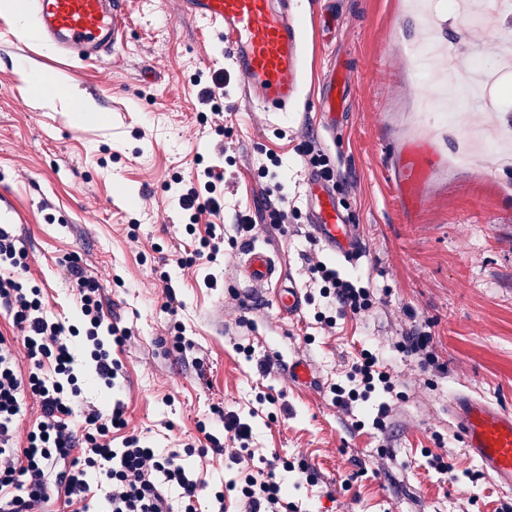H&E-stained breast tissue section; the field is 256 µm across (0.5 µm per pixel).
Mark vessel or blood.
I'll return each mask as SVG.
<instances>
[{
	"label": "vessel or blood",
	"instance_id": "vessel-or-blood-1",
	"mask_svg": "<svg viewBox=\"0 0 512 512\" xmlns=\"http://www.w3.org/2000/svg\"><path fill=\"white\" fill-rule=\"evenodd\" d=\"M126 0H30L38 36L57 53L81 63H97L114 54L123 40ZM187 11L221 30L225 53L245 87L251 108L285 112L299 98L303 44L292 14V0H182ZM326 95L318 105L322 122L336 129L346 117L353 91L348 74L334 69L324 75ZM307 221L328 253L354 262L362 253L356 227L342 209L335 179L310 172ZM242 277L265 287L280 316L302 314L305 296L286 277L276 254L248 245ZM448 415L465 448L484 475L503 489L512 488V412L469 395H457Z\"/></svg>",
	"mask_w": 512,
	"mask_h": 512
}]
</instances>
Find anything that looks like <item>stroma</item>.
Listing matches in <instances>:
<instances>
[{
	"label": "stroma",
	"instance_id": "35a3bbf8",
	"mask_svg": "<svg viewBox=\"0 0 512 512\" xmlns=\"http://www.w3.org/2000/svg\"><path fill=\"white\" fill-rule=\"evenodd\" d=\"M303 82L297 109L270 116L241 98L240 81L224 57V38L182 9L180 0H127L124 42L114 56L80 64L23 38L20 20L0 17V207L11 208V230L27 254L25 277L40 288L50 317L81 325L65 276L78 259L101 285L106 322L131 336L113 347L122 371L115 388L98 382L88 351L75 362L80 382L95 384L89 402L125 409V434L181 451L207 492L221 490L238 467L223 438L219 412L247 414L273 396L274 418L256 417L254 458L280 456L305 464L315 483L288 485L289 500L309 512H502L512 490L498 488L467 455L448 416L465 392L512 410V160L494 147L466 153L467 134L512 122V108L471 103L453 123L425 107L411 50L438 32L448 59L491 54L512 41V17L495 27L469 22L441 6L418 15L410 0H300ZM78 86L101 109L96 123L72 124L61 107H33L16 61ZM344 62L359 83L335 146H327L316 103L322 75ZM227 80L219 110L205 109L195 73ZM333 165L341 202L356 224L363 256L340 264L373 288L374 307L336 329L313 324V306L295 321L281 319L258 289L239 277L246 242L275 252L284 274L309 285L307 261L328 260L311 243L305 216L283 230L262 221L275 189L261 178L270 156L296 207H303L305 142ZM424 145L430 166L416 198L404 203L398 174L409 151ZM224 170L225 236L238 212L258 220L251 239L225 243L216 262L177 269L189 218L176 200L175 177H195L198 164ZM169 272L193 343L177 353L162 272ZM216 287H208L207 277ZM429 328L439 364L422 367L399 353L401 336ZM252 346V357L239 353ZM391 364L397 392L372 398L347 414L332 401L361 350ZM305 358L319 385L306 391L288 381V364ZM271 364L261 374L257 360ZM391 411L384 429L372 419L380 401ZM363 420L364 429L354 427ZM206 431H199V423ZM222 450L213 452L212 437ZM443 456L450 469L431 466Z\"/></svg>",
	"mask_w": 512,
	"mask_h": 512
}]
</instances>
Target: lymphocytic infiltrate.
Segmentation results:
<instances>
[{
    "label": "lymphocytic infiltrate",
    "mask_w": 512,
    "mask_h": 512,
    "mask_svg": "<svg viewBox=\"0 0 512 512\" xmlns=\"http://www.w3.org/2000/svg\"><path fill=\"white\" fill-rule=\"evenodd\" d=\"M204 175L203 186L188 183L179 197L180 208L189 214L186 232L194 238L193 249L176 260L182 269L201 259L215 261L224 243L214 222L223 208L219 185L224 176L210 168ZM205 214L213 220L201 231L197 223ZM27 269L26 255L15 235L1 224L0 306L25 332L22 347L30 370L25 375L18 372L14 342L0 333V512H38L55 484L64 486L69 512H90L99 492L107 512H204L199 501L202 481L182 463L178 452L159 451L137 434L124 436L121 447H113V430L126 425L123 405L115 404L105 413L81 398L73 360L77 337L91 344L96 376L110 385L121 366L105 348L99 332L107 330L118 344L130 334L129 328L105 324L98 282L86 277L78 262L70 263L68 273L87 324L82 331L47 316L40 289L27 287L23 278ZM307 270L320 297L335 308L331 315L315 314L321 329H333L338 318L356 317L373 308L374 292L357 275L340 273L320 260L309 261ZM394 387L388 365L364 351L352 363L346 384H333L331 392L337 407L349 412L371 393H389ZM29 396L39 398L41 414L21 447L16 433ZM289 467V462L273 460L264 468L242 471L226 491L214 493L205 512H225L229 491L235 493L240 512H302L285 498L280 472ZM174 489L179 492L175 504L169 499Z\"/></svg>",
    "instance_id": "1"
}]
</instances>
